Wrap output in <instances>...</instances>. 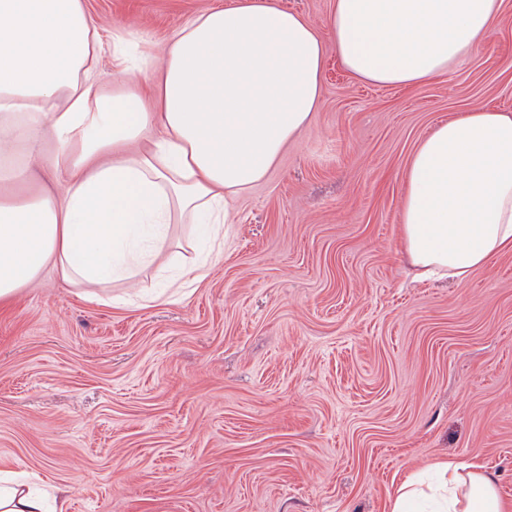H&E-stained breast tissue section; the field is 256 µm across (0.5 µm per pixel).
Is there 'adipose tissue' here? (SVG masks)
<instances>
[{
  "instance_id": "1",
  "label": "adipose tissue",
  "mask_w": 512,
  "mask_h": 512,
  "mask_svg": "<svg viewBox=\"0 0 512 512\" xmlns=\"http://www.w3.org/2000/svg\"><path fill=\"white\" fill-rule=\"evenodd\" d=\"M502 0H333L341 65L361 81L409 87L448 75L494 34ZM100 44L85 0H0V305L46 268L68 283L137 278L197 227L224 251L231 204L263 181L322 101L321 33L274 0L200 12L159 57L112 33L111 96L89 80ZM61 198L28 191L43 158ZM402 242L415 276L467 280L512 251V114L475 108L437 124L403 174ZM407 475L388 512H512L474 465ZM0 512H44L0 470Z\"/></svg>"
}]
</instances>
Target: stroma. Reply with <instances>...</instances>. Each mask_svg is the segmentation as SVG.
<instances>
[{"label":"stroma","instance_id":"35a3bbf8","mask_svg":"<svg viewBox=\"0 0 512 512\" xmlns=\"http://www.w3.org/2000/svg\"><path fill=\"white\" fill-rule=\"evenodd\" d=\"M217 0H85L161 54ZM512 113V0L490 44L415 87L354 78L325 43L310 127L236 203L224 257L160 299L45 271L0 312V465L48 512H386L435 459L512 504V253L414 281L403 172L440 121Z\"/></svg>","mask_w":512,"mask_h":512}]
</instances>
